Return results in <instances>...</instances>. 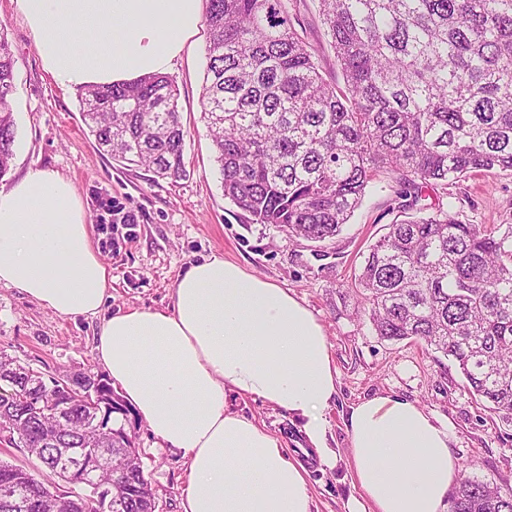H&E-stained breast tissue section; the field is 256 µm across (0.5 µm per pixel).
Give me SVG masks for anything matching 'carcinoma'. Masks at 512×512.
I'll use <instances>...</instances> for the list:
<instances>
[{
    "mask_svg": "<svg viewBox=\"0 0 512 512\" xmlns=\"http://www.w3.org/2000/svg\"><path fill=\"white\" fill-rule=\"evenodd\" d=\"M202 118L224 197L253 224L335 237L383 172L398 212L364 257L356 299L376 335L452 358L482 405L512 420V225L464 224L448 185L512 172V0H320L344 87L322 76L283 0H205ZM9 43L0 31V177L14 157ZM82 117L112 160L186 176L187 131L167 76L81 90ZM130 407L99 374L71 390L0 354V439L37 464L0 461V512H155L129 434ZM101 489L71 475L75 460ZM125 470L117 483L112 467ZM46 469L90 493L41 481ZM448 512H512V488L464 476Z\"/></svg>",
    "mask_w": 512,
    "mask_h": 512,
    "instance_id": "1",
    "label": "carcinoma"
}]
</instances>
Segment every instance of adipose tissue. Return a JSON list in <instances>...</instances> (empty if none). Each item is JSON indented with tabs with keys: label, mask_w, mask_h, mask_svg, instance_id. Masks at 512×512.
<instances>
[{
	"label": "adipose tissue",
	"mask_w": 512,
	"mask_h": 512,
	"mask_svg": "<svg viewBox=\"0 0 512 512\" xmlns=\"http://www.w3.org/2000/svg\"><path fill=\"white\" fill-rule=\"evenodd\" d=\"M61 85L166 74L200 27L201 0H13ZM111 278L73 184L36 168L0 188V284L61 317L100 315ZM96 351L113 384L188 464L182 512H310L304 468L280 439L231 411L229 394L287 411L321 463L323 411L337 393L324 329L287 290L213 254L179 278L168 310L104 319ZM347 432L364 500L350 512H446L458 478L447 428L415 403L376 396Z\"/></svg>",
	"instance_id": "1"
}]
</instances>
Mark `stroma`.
<instances>
[{"label": "stroma", "mask_w": 512, "mask_h": 512, "mask_svg": "<svg viewBox=\"0 0 512 512\" xmlns=\"http://www.w3.org/2000/svg\"><path fill=\"white\" fill-rule=\"evenodd\" d=\"M297 33L320 64L324 78L342 84L320 14L319 0H284ZM0 29L9 42L15 72L12 94L17 138L7 187L38 167L69 179L87 213L95 252L112 282L102 317L131 308L166 309L190 265L219 254L247 272L275 283L304 302L321 322L338 372V393L324 416L334 467L321 464L298 421L252 397L229 395V408L279 437L289 457L307 473L312 512H348L363 497L350 464L347 417L352 405L377 395L415 402L447 427L460 472L512 487V422L478 404L451 358L414 340H380L368 317L356 316L350 288L385 225L399 220L401 189L380 173L361 206L333 239L314 243L270 224L234 215L201 119L206 70V31L192 37L169 73L179 91L188 130L186 177L153 181L150 172L126 167L103 154L85 126L78 90L60 89L44 70L33 37L11 0H0ZM466 224L512 225V174L482 172L448 187L443 199ZM136 217L121 220L122 213ZM99 318L60 317L19 289L0 284V351L50 378L102 373L95 338ZM129 432L157 498V512H181L187 465L181 453L153 436L137 414L114 416Z\"/></svg>", "instance_id": "obj_1"}]
</instances>
